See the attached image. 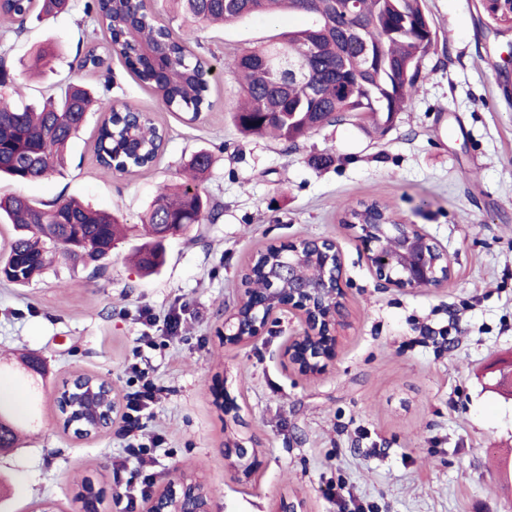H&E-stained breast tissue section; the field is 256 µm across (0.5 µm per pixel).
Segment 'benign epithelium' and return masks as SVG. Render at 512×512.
Segmentation results:
<instances>
[{
  "instance_id": "1",
  "label": "benign epithelium",
  "mask_w": 512,
  "mask_h": 512,
  "mask_svg": "<svg viewBox=\"0 0 512 512\" xmlns=\"http://www.w3.org/2000/svg\"><path fill=\"white\" fill-rule=\"evenodd\" d=\"M347 217L346 227L367 252L377 280L407 292L439 288L454 276L447 250L418 224H408L385 207ZM280 262L268 276V288L255 294L243 271L246 288L239 302L224 318L226 346L256 341L277 315L295 312L303 326L283 351L285 364L303 376L323 373L336 358L340 330L344 326L346 290L343 258L336 242L327 238H299L274 247ZM57 421L74 430L79 440H91L109 430L119 405L111 383L99 376L77 372L55 396ZM224 455L243 477L261 466L257 447L247 449L229 441ZM206 480L183 471L164 479L143 502L141 512H211Z\"/></svg>"
}]
</instances>
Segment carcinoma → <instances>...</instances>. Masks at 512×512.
<instances>
[{"mask_svg":"<svg viewBox=\"0 0 512 512\" xmlns=\"http://www.w3.org/2000/svg\"><path fill=\"white\" fill-rule=\"evenodd\" d=\"M166 2L173 17L181 20L176 33L159 13H138L126 0H93L91 8L108 32L112 50L138 82L154 92L159 105L193 119L212 106L210 64L186 52L199 26L276 10L306 18L279 41L224 60V68L238 77L241 87L243 101L234 111L241 134H268L291 144L359 112L361 119L379 128L391 124L415 89L419 61L435 46L423 0H351L350 8L363 24L358 34L349 36L342 28L344 0H315L311 11L301 0ZM480 4L499 32L512 30V0ZM69 7L70 0H0V19L21 31L30 18L55 16ZM287 54L297 55L306 78L285 90L272 62ZM96 104L95 89L84 83L70 84L40 107H20L1 94L0 177L34 182L64 167L72 140L87 125ZM160 144L161 131L154 123L118 120L99 128L97 162L107 171L114 160L147 168L158 157ZM211 165V155L200 151L185 164L183 184L158 187L142 220L146 241L135 252L142 273L150 274L165 262L159 225L170 222L188 230L219 215L218 205L201 191ZM0 223L14 230L0 258V279L17 285L30 283L57 257L103 267L122 232L117 216L89 205L72 200L37 204L21 194L0 196ZM275 260L272 252L257 259L252 287H268L264 271Z\"/></svg>","mask_w":512,"mask_h":512,"instance_id":"carcinoma-1","label":"carcinoma"}]
</instances>
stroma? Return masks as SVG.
<instances>
[{
  "label": "stroma",
  "mask_w": 512,
  "mask_h": 512,
  "mask_svg": "<svg viewBox=\"0 0 512 512\" xmlns=\"http://www.w3.org/2000/svg\"><path fill=\"white\" fill-rule=\"evenodd\" d=\"M87 0L23 32L0 24V58L13 80L39 46L51 68L23 79L21 100L90 84L106 104L150 113L167 133L150 168L127 174L97 162L96 121L70 149L68 166L34 183L0 181V195L41 203L73 198L121 215L128 231L97 271L59 261L37 281H0V380L24 385L14 415L17 447L0 456L9 486L0 512H29L49 500L82 512L75 492L89 481L101 512H120L114 489L136 482L123 462L119 428L77 440L56 419L54 393L78 372L108 379L116 399L136 388L137 365L161 389L142 431L164 443L156 479L192 470L209 483L212 512H274L297 493L309 512H512V399L489 389L487 366L512 354V31L494 33L479 0H425L437 34L420 61L416 90L386 131L348 118L290 144L243 136L232 120L240 97L225 57L296 27L291 13L259 14L198 27L192 46L214 65L211 110L190 119L163 110L124 59L81 70L76 55L105 45ZM213 165L202 188L221 213L164 243L165 262L144 277L130 263L157 187L179 181L197 151ZM328 156L326 165L317 159ZM377 200L421 225L451 255L448 285L402 292L379 282L359 242L340 222L341 203ZM298 237L336 240L344 261L348 326L325 372L304 377L282 352L301 333L279 314L254 343L219 341L224 314L242 293L253 255ZM177 334L156 347L170 315ZM223 388L242 421L225 424L214 395ZM256 439L261 468L235 477L224 457L229 435Z\"/></svg>",
  "instance_id": "obj_1"
}]
</instances>
